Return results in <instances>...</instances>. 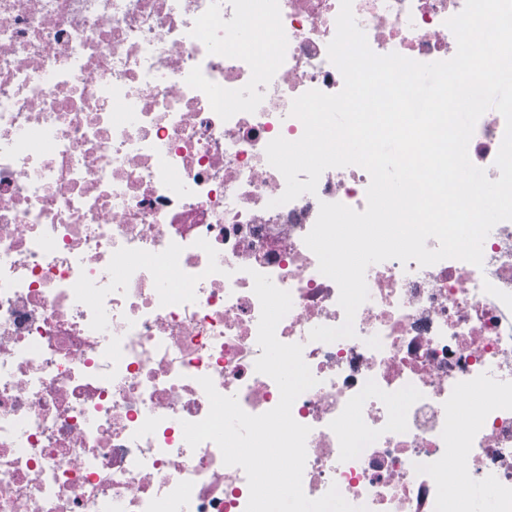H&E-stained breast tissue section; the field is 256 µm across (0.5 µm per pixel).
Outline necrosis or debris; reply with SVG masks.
Listing matches in <instances>:
<instances>
[{"label": "necrosis or debris", "instance_id": "obj_1", "mask_svg": "<svg viewBox=\"0 0 512 512\" xmlns=\"http://www.w3.org/2000/svg\"><path fill=\"white\" fill-rule=\"evenodd\" d=\"M465 0H353L377 54L452 58ZM340 0H0V512H245V472L183 422L199 383L258 415L252 272L290 292L276 334L316 386L302 487L368 512H512V221L483 264L368 267L355 337L304 238L320 202L366 207L369 174L285 189L266 145L298 140L294 98L339 92ZM505 120L468 145L490 179ZM461 461L481 505L451 486Z\"/></svg>", "mask_w": 512, "mask_h": 512}]
</instances>
